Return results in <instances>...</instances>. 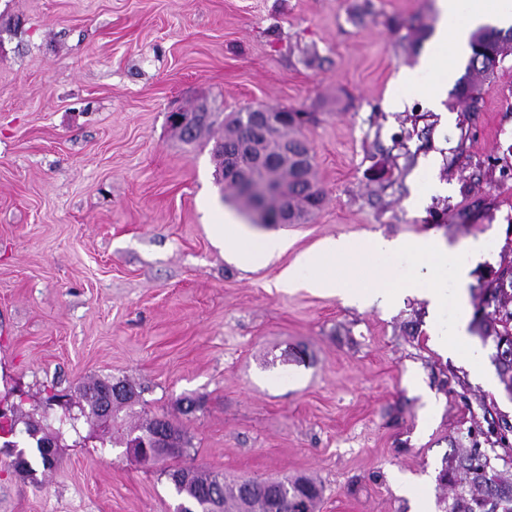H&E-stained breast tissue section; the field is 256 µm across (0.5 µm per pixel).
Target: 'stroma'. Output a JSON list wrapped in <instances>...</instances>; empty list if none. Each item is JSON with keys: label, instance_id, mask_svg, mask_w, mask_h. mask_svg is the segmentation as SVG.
Listing matches in <instances>:
<instances>
[{"label": "stroma", "instance_id": "obj_1", "mask_svg": "<svg viewBox=\"0 0 512 512\" xmlns=\"http://www.w3.org/2000/svg\"><path fill=\"white\" fill-rule=\"evenodd\" d=\"M435 0H0V401L42 419L50 390L94 378L144 392L67 438L35 478L0 454V512H174L162 463L102 447L163 416L182 465L236 481L304 476L316 512H414L494 402L512 418L493 343L481 369L439 349L424 302L396 310L274 282L328 237L489 242L476 292L512 265V51L474 97L455 72L441 109L397 93L438 25ZM207 103L312 113L323 192L300 224H261L286 250L252 265L213 225L243 223L211 151L176 110ZM445 184L424 207L421 181Z\"/></svg>", "mask_w": 512, "mask_h": 512}]
</instances>
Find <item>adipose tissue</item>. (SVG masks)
Returning a JSON list of instances; mask_svg holds the SVG:
<instances>
[{"label":"adipose tissue","instance_id":"1","mask_svg":"<svg viewBox=\"0 0 512 512\" xmlns=\"http://www.w3.org/2000/svg\"><path fill=\"white\" fill-rule=\"evenodd\" d=\"M437 7L436 37L418 67L404 70L399 76L401 86L414 89L418 86V74L426 73L432 78L427 92L434 97L453 77L474 31L485 26H512V0H438ZM213 231L232 251L256 264L271 262L286 248L285 240L277 235L249 237L237 224H217Z\"/></svg>","mask_w":512,"mask_h":512}]
</instances>
